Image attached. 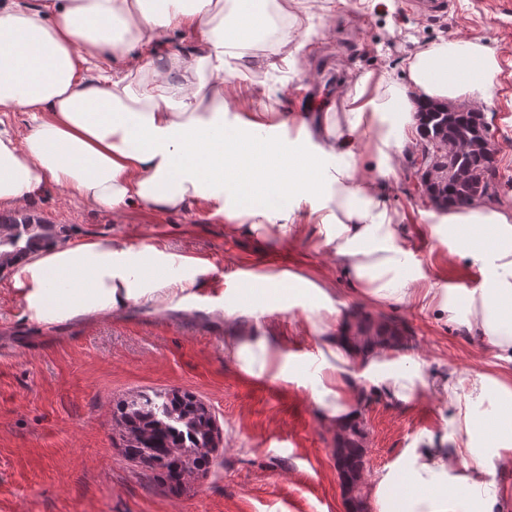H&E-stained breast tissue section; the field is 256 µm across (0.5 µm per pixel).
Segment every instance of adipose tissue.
Segmentation results:
<instances>
[{"mask_svg":"<svg viewBox=\"0 0 512 512\" xmlns=\"http://www.w3.org/2000/svg\"><path fill=\"white\" fill-rule=\"evenodd\" d=\"M269 5L257 0L244 12L221 0H0V208H25L49 183L110 211H172L220 197L226 234L281 238L313 227L366 304L427 309L489 339L512 366V210L477 200L431 211L429 231L447 236L449 260H469L484 274L481 288L462 291L437 286L416 263L382 194L397 150L414 143L419 105L485 100L500 72L494 54L466 38L432 44L407 59L404 83L359 73L340 111L305 113L301 140L272 141L261 136L264 112L225 126L222 81L227 60L269 29ZM173 30L193 42L192 59L162 52ZM208 72L217 77L209 86ZM7 112L28 113L25 136ZM12 265L14 296L47 328L133 304L181 308L209 271L157 247L98 241L50 243ZM250 292L247 310L259 321L225 336V355L244 375L303 386L331 431L358 426L370 395L447 403L442 430L416 434L371 475L374 512H503L507 492L496 473L512 467L511 375L431 367L400 354L385 332L367 343L342 318L336 285L324 276L285 271ZM286 304L301 306L300 328L316 342L302 363L277 324L261 321Z\"/></svg>","mask_w":512,"mask_h":512,"instance_id":"1","label":"adipose tissue"}]
</instances>
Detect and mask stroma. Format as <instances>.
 <instances>
[{
    "mask_svg": "<svg viewBox=\"0 0 512 512\" xmlns=\"http://www.w3.org/2000/svg\"><path fill=\"white\" fill-rule=\"evenodd\" d=\"M293 12L309 31V45L295 61L264 42L230 60L232 83L250 93L225 95L226 125L248 112H272L278 124L271 139H298L288 114L340 109L355 73L385 68L396 75L418 49L465 37L499 61L498 81L479 109L499 170L512 178V0H453L447 15L433 19L408 13L404 0H295ZM419 152L404 149L386 203L402 216L415 260L438 285L480 287L479 266L447 263V245L428 232L431 205L417 189ZM216 209L199 199L177 212L134 205L116 213L54 186L27 206L59 241L159 247L211 271L188 290L184 310L133 305L47 329L26 318L9 286L11 269L0 270V512H349L333 455L336 436L303 389L247 377L224 353L225 336L253 323L245 311L224 316L238 272L304 270L333 278L336 265L309 232L295 239L225 235ZM370 315L407 336L404 355L462 370L496 367L491 343L429 312L392 306ZM170 390L202 400L221 437L207 469L176 489L125 456L116 422L117 404L130 395ZM447 419V405L436 398L399 406L369 397L364 475Z\"/></svg>",
    "mask_w": 512,
    "mask_h": 512,
    "instance_id": "obj_1",
    "label": "stroma"
}]
</instances>
